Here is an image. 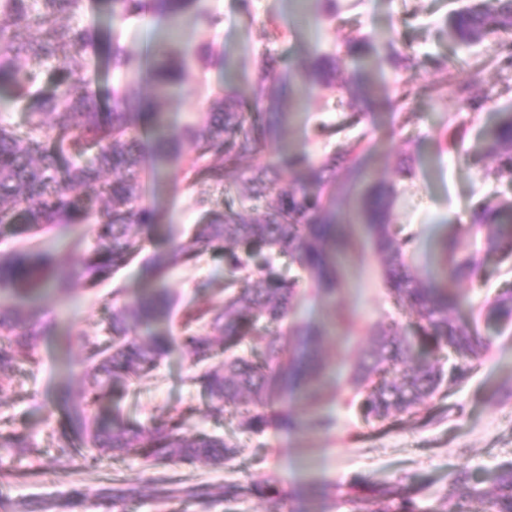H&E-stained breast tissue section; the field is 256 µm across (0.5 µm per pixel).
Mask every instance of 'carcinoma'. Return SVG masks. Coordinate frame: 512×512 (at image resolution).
<instances>
[{"label":"carcinoma","mask_w":512,"mask_h":512,"mask_svg":"<svg viewBox=\"0 0 512 512\" xmlns=\"http://www.w3.org/2000/svg\"><path fill=\"white\" fill-rule=\"evenodd\" d=\"M0 0V82L10 85L13 103L23 106L26 121L19 127L0 124V224H15L26 231L65 229L94 219L95 245L84 255L80 274L87 287L109 279L112 273L130 265L142 252L139 238L130 233L135 224H149L152 215L141 207L145 177L162 166L181 172L186 187L199 183L224 184L227 169L256 154L267 139L282 128V112L274 120L265 115L241 111L232 94L212 98L201 120L189 123L179 138L162 130V115L141 105L131 90H115L108 103L93 90L88 78L89 52L97 36L90 26L60 22L62 14L76 16L86 0ZM114 25L147 17L174 19L187 11L211 24L218 17L199 7L198 0H106ZM36 12L37 35L28 30L27 20ZM512 30V0H481L450 18L449 35L462 45L483 40L501 30ZM70 55L59 66L57 79L49 90L42 88L40 73L19 68V56L51 59L63 50ZM349 50L371 58L380 67L389 63L406 72L415 70L417 57L395 48L386 36L360 35ZM191 49L168 50L162 44L150 48L145 61L135 70L141 82L156 95L180 85L185 77ZM112 68L126 70L132 58L118 38L112 39L109 57ZM275 70L269 55L260 61V77L251 84L254 101L268 97L279 105L286 89L270 91L267 78ZM306 72L319 85L332 87L330 64L317 58ZM350 101L365 98L367 85L358 80L340 86ZM461 110L471 108L461 87L442 81ZM488 153L500 163V172L512 176V112H503L491 133ZM288 164L316 186H278L273 165L250 170L245 178L250 198L259 200L275 193L274 202L257 213L253 208L224 210L216 205L202 211L201 224L186 241L154 254L145 266V276L163 280L168 271L189 263L207 251L220 250L224 257V306L204 312L187 313L181 339L194 360L206 367L193 372L188 381L206 399L215 417L227 412L241 416V425L260 433L273 422L268 412L281 391H306L314 402L322 398L320 381L324 368L322 339L328 335L320 325L297 326L289 321L299 288L296 279H282L267 271L271 255L288 258L306 274L309 285L331 299L338 288L335 250L338 229L332 204L336 201V168L347 170L353 186L366 175L365 154L353 150L313 159L305 151H294ZM393 197L382 187L368 195L359 209L367 224L376 253L382 258V277L392 298L417 318L413 333L394 323L378 325L370 353L354 367L349 384L363 394L360 411L365 419H385L409 412L432 397L443 381L439 360L452 356L461 362L478 360L489 343L477 331L458 324L450 312L458 296L450 284L459 276L474 272L472 258H456L460 241L443 243L445 260L423 280L410 263L413 238L401 235L391 224ZM473 223L486 229L489 251L512 252V205L484 206ZM58 266L51 251L15 250L0 254V288L10 290L21 302L0 307V396L9 392L2 376L34 361V349L47 328L33 318L25 300L56 280ZM123 289L113 291L112 314L107 328L111 339H85L80 363L88 387L82 399L66 392L56 404L66 408V427L57 438L58 462L67 468L72 458L86 451L95 459L106 454L139 451L155 463L193 464L207 461L222 467L233 460L235 442L204 432H188L191 413L168 416L149 432L122 418L118 405L112 415L93 417L88 406L113 397L148 373L169 353L175 339L165 331L143 338L139 325L169 314L174 298L165 288H153L131 301L116 304ZM263 342L261 354L237 355L235 349L248 337ZM296 337L287 351L284 340ZM0 448L19 455L37 452L30 436L19 430L0 432ZM159 499H179L210 512L213 492L207 484L171 486L166 478L154 480ZM272 486L254 487L226 483L225 501L245 496H265ZM394 503L392 512H418L415 501L397 485L379 490ZM140 497L137 484L115 482L102 487L96 504L116 506ZM456 503L459 512H512V463L500 467L489 490L477 486L471 473L458 470L448 480L444 495ZM82 502V492L73 489L59 501H30L24 512H51Z\"/></svg>","instance_id":"obj_1"}]
</instances>
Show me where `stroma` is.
Listing matches in <instances>:
<instances>
[{
	"label": "stroma",
	"mask_w": 512,
	"mask_h": 512,
	"mask_svg": "<svg viewBox=\"0 0 512 512\" xmlns=\"http://www.w3.org/2000/svg\"><path fill=\"white\" fill-rule=\"evenodd\" d=\"M335 18L315 28L297 19L295 0H202L203 7L220 18L209 26L185 14L179 19V40L192 48L211 52V59L191 63L180 89L158 103L166 135L179 134L186 123L205 110L212 93L236 90L246 97L248 112L270 113L268 102L249 100V87L259 75L262 55L276 58L273 87L291 83L294 107L277 142L263 145L257 155L242 161L240 169L259 166L304 150L320 158L338 147L368 148V174L341 205L338 221L340 244L335 262L339 289L335 301L301 287L295 299L293 321L326 325V369L321 378L323 400L312 404L303 392L276 397L269 411L295 419L294 428L272 425L254 434L241 427L237 417L217 419L207 412L198 390L188 380L195 366L183 346L124 393V414L144 428L157 419L193 410L191 428L232 439L238 455L227 466L204 462L192 465L151 466L138 454L87 461L75 457L68 469L56 460L55 442L65 421L61 413H48L46 405L62 391L81 396L86 383L73 365L82 357L83 337L101 335L112 312V290L123 288L124 299L140 295L147 287L141 263H133L96 290H86L79 275L82 255L95 243L94 227L77 224L66 233L54 231L33 237L0 226V253L20 247L52 246L65 278V292L40 294L31 308L38 319L54 329L36 347L39 363L24 366L7 377L11 393L0 397V429L25 430L40 448L28 458L4 450L0 469V495L23 504L33 498L54 501L70 489L87 496L116 479L136 481L141 499L123 506H85L72 512H193L177 500L152 496L151 481L165 475L175 485L227 482L275 485V493L248 496L227 503L217 500L212 512H350L349 495H366L369 488L397 485L414 498L421 512H457L444 501L451 472L464 469L490 488L503 463L512 461V318L499 316L498 296L512 288V256L487 252L482 235L470 234L474 211L487 204L512 201V177L498 173L496 161L485 151L487 133L499 113L512 110V32L461 45L448 36V18L467 0H339ZM73 24L96 27L100 40L91 56L89 74L95 85H117L116 73L101 63L112 50V18L102 0H87ZM362 33L393 34L398 49L419 60L413 72L383 65H368L350 54L347 42ZM336 61V81L357 78L370 89L367 100L348 107L341 93L310 84L303 68L312 53ZM444 61L448 75L468 88L470 110L457 111L452 99L437 96L432 86L438 78L436 61ZM416 89L405 96L406 86ZM405 98L402 112L392 102ZM411 176H402L403 167ZM240 169L230 170L228 183H237ZM395 186L398 199L393 223L414 235L417 249L411 259L419 276H426L441 255L446 238L457 236L476 256L479 270L457 287L461 305L453 312L460 324L475 325L489 340V353L465 364V376L449 384L420 410L384 423L362 421L352 400L348 379L355 363L370 349L377 323L394 321L412 331L416 318L389 295L381 277L366 225L357 219L361 199L379 184ZM154 210L153 223L137 225L145 255L186 240L197 223L195 194L186 189L177 171L160 168L149 180L142 201ZM180 305L217 307L224 302V259L220 252L206 253L194 265L169 271L162 282ZM319 413L333 419L326 432L312 430L309 418Z\"/></svg>",
	"instance_id": "35a3bbf8"
}]
</instances>
